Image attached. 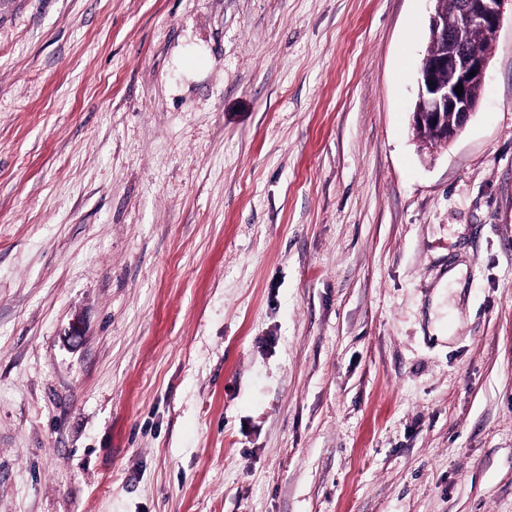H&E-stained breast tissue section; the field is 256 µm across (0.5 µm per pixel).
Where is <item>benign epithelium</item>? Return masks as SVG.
Instances as JSON below:
<instances>
[{"mask_svg": "<svg viewBox=\"0 0 512 512\" xmlns=\"http://www.w3.org/2000/svg\"><path fill=\"white\" fill-rule=\"evenodd\" d=\"M506 0H460L456 10L437 8L429 16L430 38L442 50L425 55L417 70V105L413 123L436 129L442 143L451 144L475 114V86L484 85L489 57L471 53L467 45L475 29L496 36ZM463 93H455L456 86Z\"/></svg>", "mask_w": 512, "mask_h": 512, "instance_id": "benign-epithelium-1", "label": "benign epithelium"}]
</instances>
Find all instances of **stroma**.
Here are the masks:
<instances>
[{
  "mask_svg": "<svg viewBox=\"0 0 512 512\" xmlns=\"http://www.w3.org/2000/svg\"><path fill=\"white\" fill-rule=\"evenodd\" d=\"M429 8L0 0V512H512V5L426 149Z\"/></svg>",
  "mask_w": 512,
  "mask_h": 512,
  "instance_id": "35a3bbf8",
  "label": "stroma"
}]
</instances>
